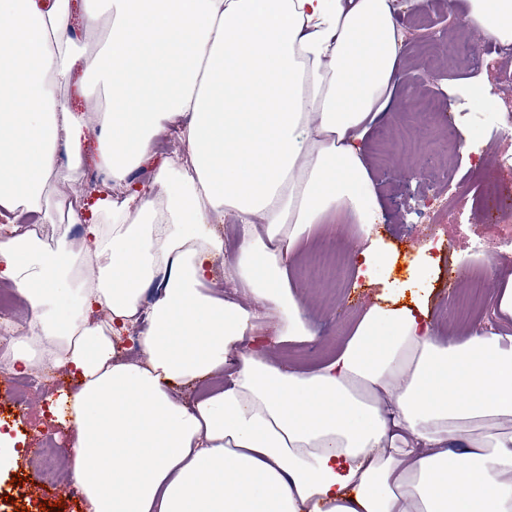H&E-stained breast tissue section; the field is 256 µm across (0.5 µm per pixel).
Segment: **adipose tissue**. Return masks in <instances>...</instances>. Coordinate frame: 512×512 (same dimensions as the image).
Wrapping results in <instances>:
<instances>
[{
	"label": "adipose tissue",
	"instance_id": "obj_1",
	"mask_svg": "<svg viewBox=\"0 0 512 512\" xmlns=\"http://www.w3.org/2000/svg\"><path fill=\"white\" fill-rule=\"evenodd\" d=\"M420 5L84 0L75 27L72 0H0V211L57 227L0 236V284L28 311L7 364L76 377L59 421L87 512H512V336L477 324L456 342L428 304L389 300L316 368L253 346L269 317L278 342L311 340L288 264L314 225L361 227L357 276L391 261L367 230L383 206L365 144L401 75L396 13ZM464 17L512 42V0ZM78 66L106 111H75ZM172 125L186 153L136 182ZM90 133L113 191L85 222L60 189ZM228 218L245 305L210 287ZM144 310L141 358L118 359ZM214 379L191 404L171 389ZM211 229L224 239V257L229 259L234 255L240 240V231L237 224L227 220L224 224L212 225Z\"/></svg>",
	"mask_w": 512,
	"mask_h": 512
}]
</instances>
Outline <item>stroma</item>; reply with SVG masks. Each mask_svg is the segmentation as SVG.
Here are the masks:
<instances>
[{
    "mask_svg": "<svg viewBox=\"0 0 512 512\" xmlns=\"http://www.w3.org/2000/svg\"><path fill=\"white\" fill-rule=\"evenodd\" d=\"M465 5L466 0H423L418 12L399 11L397 21L406 34L401 74L419 71L423 81L412 87L399 84L394 108L366 141V162L384 209L383 219L371 225L370 233L381 238L393 257L392 266L382 273L384 283L399 286V300L407 304L417 292H424L439 329L454 340L462 339L461 328L467 324L512 330V316L496 311L497 298L512 278V246L501 243L499 226L482 222L474 211L476 198L486 190L512 187V166L492 164L470 173L463 154L451 160L444 155V141L435 125L408 112L410 102L431 99L452 115L455 125L477 124L483 101L460 94L455 73L428 63V52L440 33L434 19L447 16L449 32H456L464 26ZM478 47L482 60L468 70V77L489 89L497 108L512 113V95L499 91L512 74V51L503 52L500 43L490 40ZM404 123L418 146L411 155L401 147ZM437 197L447 200L448 213L436 238L440 244L434 248L422 211ZM357 237L356 225L321 224L299 246L292 273L313 338L300 344L270 343L273 359L302 368L320 363L346 338L354 317L381 294V286L356 277L348 258L325 249L328 241L344 246ZM477 269L485 273L478 291L470 280ZM13 384V373L0 370V413L23 449L17 458L0 464V512H43L47 502L53 503V512H82L81 494L71 474V434L53 415L62 409L64 394L74 391L73 381L55 368L24 396L16 395ZM43 447L49 448L57 472L46 494L38 489L37 466L29 454L30 449ZM19 476L24 479L20 485L15 482Z\"/></svg>",
    "mask_w": 512,
    "mask_h": 512,
    "instance_id": "stroma-1",
    "label": "stroma"
}]
</instances>
